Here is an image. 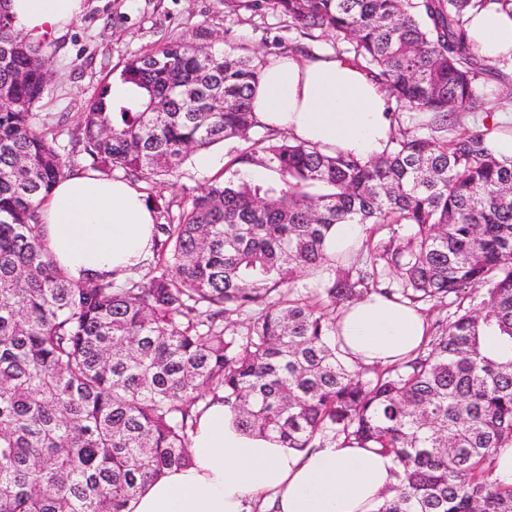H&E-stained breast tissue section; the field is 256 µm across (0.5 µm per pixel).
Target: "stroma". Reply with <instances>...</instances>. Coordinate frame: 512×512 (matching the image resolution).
<instances>
[{"instance_id":"1","label":"stroma","mask_w":512,"mask_h":512,"mask_svg":"<svg viewBox=\"0 0 512 512\" xmlns=\"http://www.w3.org/2000/svg\"><path fill=\"white\" fill-rule=\"evenodd\" d=\"M86 9L68 30L45 43L51 70L47 93L36 111L45 124H54L58 113L71 119L56 139V147L68 170L84 168L85 156L73 153L80 135L77 116L99 87L118 80L133 55L157 49L173 39H193L206 32L219 49L239 46L254 51L267 62L291 46L296 34L284 16L248 8L244 0H85ZM239 140L217 143L203 155L214 164L202 169L200 156L191 155L173 177L136 180V188L156 209L179 213L197 189L224 177L232 156L244 149Z\"/></svg>"}]
</instances>
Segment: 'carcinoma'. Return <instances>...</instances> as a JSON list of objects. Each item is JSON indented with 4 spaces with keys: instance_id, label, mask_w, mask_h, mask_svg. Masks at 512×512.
<instances>
[{
    "instance_id": "obj_1",
    "label": "carcinoma",
    "mask_w": 512,
    "mask_h": 512,
    "mask_svg": "<svg viewBox=\"0 0 512 512\" xmlns=\"http://www.w3.org/2000/svg\"><path fill=\"white\" fill-rule=\"evenodd\" d=\"M255 2L301 39L346 46L408 120L367 160L266 129L156 225L153 260L121 284H77L45 251L69 113L39 121L43 43L0 20V512H130L189 464L193 417L213 399L288 448L342 437L393 456L395 495L375 512H512V485L493 478L512 447V159L468 121L494 111L492 84L512 85V56H483L468 15L509 0ZM261 72L184 39L137 54L120 73L128 96L103 84L76 146L106 175L168 176L249 139ZM249 165L278 179L255 182ZM336 224L364 227L356 254L328 255ZM372 293L448 314L415 355L354 365L336 312Z\"/></svg>"
}]
</instances>
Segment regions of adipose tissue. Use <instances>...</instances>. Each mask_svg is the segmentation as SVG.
<instances>
[{"mask_svg":"<svg viewBox=\"0 0 512 512\" xmlns=\"http://www.w3.org/2000/svg\"><path fill=\"white\" fill-rule=\"evenodd\" d=\"M83 0H0L23 36L61 33ZM469 30L490 59L512 52V2L472 11ZM251 108L260 124L358 157L381 153L394 126L388 97L343 56L291 54L262 70ZM44 244L76 281L123 279L150 256L155 212L129 182L75 172L53 187L42 208ZM337 330L349 359L390 364L418 349L428 323L416 308L373 295L342 309ZM192 460L150 483L132 512H373L392 483L390 456L356 442L296 450L249 435L216 402L191 437Z\"/></svg>","mask_w":512,"mask_h":512,"instance_id":"ef3b65f1","label":"adipose tissue"}]
</instances>
